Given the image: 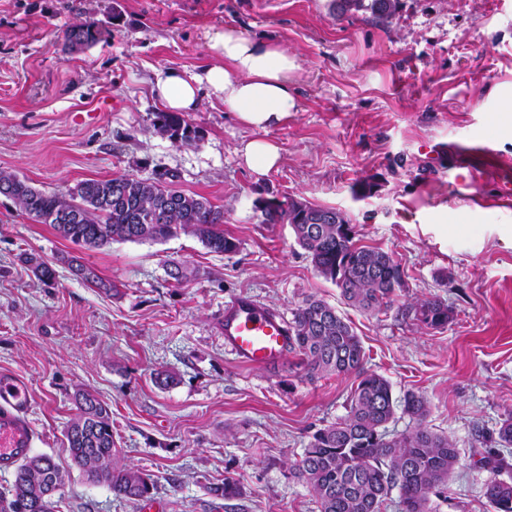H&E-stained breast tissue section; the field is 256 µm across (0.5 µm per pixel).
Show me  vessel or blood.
<instances>
[{"instance_id": "b4317fda", "label": "vessel or blood", "mask_w": 512, "mask_h": 512, "mask_svg": "<svg viewBox=\"0 0 512 512\" xmlns=\"http://www.w3.org/2000/svg\"><path fill=\"white\" fill-rule=\"evenodd\" d=\"M224 344L244 364L274 367L291 345L284 316L241 296L224 306ZM31 397L25 381L0 374V469L10 470L28 456L37 437L29 418Z\"/></svg>"}]
</instances>
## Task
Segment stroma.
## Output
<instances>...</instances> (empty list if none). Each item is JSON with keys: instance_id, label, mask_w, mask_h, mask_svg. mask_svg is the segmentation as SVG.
Returning a JSON list of instances; mask_svg holds the SVG:
<instances>
[{"instance_id": "obj_1", "label": "stroma", "mask_w": 512, "mask_h": 512, "mask_svg": "<svg viewBox=\"0 0 512 512\" xmlns=\"http://www.w3.org/2000/svg\"><path fill=\"white\" fill-rule=\"evenodd\" d=\"M332 0H0V170L46 192L87 179L166 171L177 187L224 209L237 252H209L194 237L80 247L0 197V372L22 377L38 438L70 478L59 512H138L71 463L64 431L78 388L109 410L124 463L150 474L165 512H318L293 470L310 436L345 415L352 375L304 378L296 354L276 367L237 361L224 348V306L244 295L290 315L316 297L360 336L368 371L394 395L430 402L427 425L451 437L461 468L437 512H493L489 474L472 467L477 431L512 408V139L500 128L512 99V0H402L391 24ZM95 20L96 44L70 50L62 32ZM232 26L271 37L295 56L298 110L260 132L214 97L189 118L200 132L182 146L159 133V74L198 73L215 58L209 33ZM89 123L76 113L100 99ZM486 134L498 163L472 146ZM276 144L279 164L252 173L241 141ZM366 197L353 193L363 179ZM292 197L340 210L359 244L389 252L403 269L393 304L348 306L319 276L287 224L260 223L259 198ZM56 271L43 284L28 264ZM75 257L110 290L70 271ZM198 266L179 285L170 261ZM441 298L445 328L419 323L416 301ZM176 384L162 386L164 375ZM233 479L236 495L210 486Z\"/></svg>"}]
</instances>
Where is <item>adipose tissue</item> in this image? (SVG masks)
<instances>
[{
    "label": "adipose tissue",
    "instance_id": "ef3b65f1",
    "mask_svg": "<svg viewBox=\"0 0 512 512\" xmlns=\"http://www.w3.org/2000/svg\"><path fill=\"white\" fill-rule=\"evenodd\" d=\"M209 42L216 65L194 74L171 70L158 78L154 92L164 109L198 110L206 86L254 129L279 125L296 111L293 75L298 64L284 46L244 36L230 26L213 33Z\"/></svg>",
    "mask_w": 512,
    "mask_h": 512
}]
</instances>
